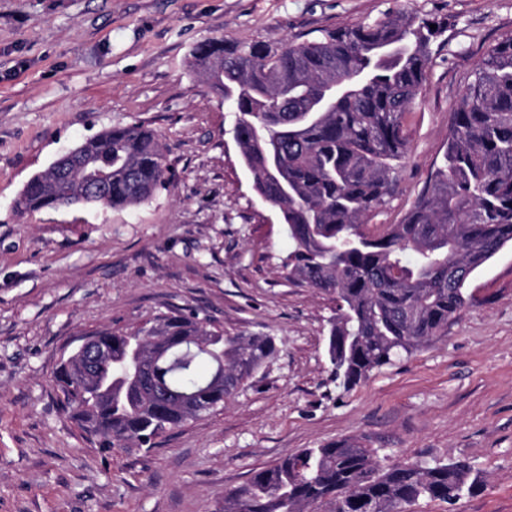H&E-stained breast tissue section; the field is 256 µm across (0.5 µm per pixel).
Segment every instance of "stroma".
I'll return each mask as SVG.
<instances>
[{"label": "stroma", "mask_w": 512, "mask_h": 512, "mask_svg": "<svg viewBox=\"0 0 512 512\" xmlns=\"http://www.w3.org/2000/svg\"><path fill=\"white\" fill-rule=\"evenodd\" d=\"M444 23L408 117L409 157L371 229L399 223L448 138L476 62L512 35V0H406ZM396 0H0V512H222L225 494L304 448L359 440L384 464L462 461L455 506L512 512V248L472 280L448 334L339 386L336 296L292 283L288 237L255 194L232 114L187 60L210 38L278 45L371 20ZM164 144L173 180L139 206L18 212L27 181L115 124ZM193 310L211 330L274 337L223 407L152 448L102 451L55 383L81 335Z\"/></svg>", "instance_id": "35a3bbf8"}]
</instances>
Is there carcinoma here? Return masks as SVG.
Instances as JSON below:
<instances>
[{
  "mask_svg": "<svg viewBox=\"0 0 512 512\" xmlns=\"http://www.w3.org/2000/svg\"><path fill=\"white\" fill-rule=\"evenodd\" d=\"M430 25L403 6L276 46L209 39L189 56L235 114L241 164L291 242L288 279L336 294L327 353L347 387L447 335L448 320L476 300L473 275L512 246V36L473 68L444 152L400 223L368 228L395 195L409 152L407 117L443 33ZM81 155L66 177L50 167L34 175L17 207L55 209L95 174H110L99 205L112 209L137 206L168 182L162 144L137 123L86 140ZM98 336L112 351L95 375L103 391L85 397L75 363L61 365L56 381L65 412L105 450L152 447L163 432L224 405L276 352L271 336H224L196 313ZM189 337L202 344L185 361ZM472 487L463 463L383 465L344 439L254 472L224 497V512H408L425 499L452 506Z\"/></svg>",
  "mask_w": 512,
  "mask_h": 512,
  "instance_id": "obj_1",
  "label": "carcinoma"
}]
</instances>
